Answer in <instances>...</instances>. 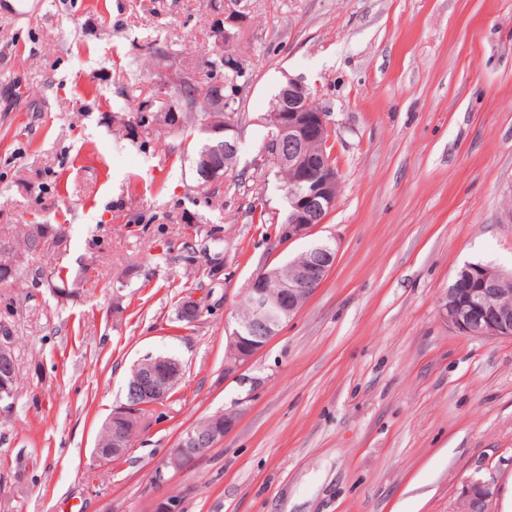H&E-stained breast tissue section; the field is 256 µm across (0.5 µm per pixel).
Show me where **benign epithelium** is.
I'll return each instance as SVG.
<instances>
[{"mask_svg":"<svg viewBox=\"0 0 512 512\" xmlns=\"http://www.w3.org/2000/svg\"><path fill=\"white\" fill-rule=\"evenodd\" d=\"M224 25L211 32L214 38V55L224 52V43H234L245 25V16L224 8ZM184 87L198 85L210 93L213 111L217 103L229 104L240 98L249 84L248 77L236 84L228 95H221V81L217 73L205 81L199 75L181 68L168 70L164 80L158 82L159 97L171 112H179L191 105L189 97L175 84ZM267 125L276 131V156L278 163L294 172V187L288 191L289 218L280 226L279 239L293 241L310 235L313 229L325 223L336 205L340 179L321 172L330 163L323 153L307 149L310 140L325 131H332L334 123L330 113L313 105L309 87L299 78L290 77L274 98V105L267 115ZM241 129L234 119L224 122V150L227 155L239 151ZM200 180L205 185L215 186L224 182V169L212 165L204 157L199 162ZM482 273V287L465 291L450 290L440 302V317L456 332L470 337L485 339L512 338V288H489V280L512 282V273L498 268L476 265ZM329 272V268L314 273L307 266L296 270L291 280L281 277L280 268L272 267L258 273L248 288L246 298L252 305L253 324H236L229 333L227 342V368L239 370L249 364L275 336L283 323L296 315L301 307L297 300L302 290L313 293ZM182 315L195 323L202 310L197 299L189 295L180 306ZM13 336L0 327V393L13 394L14 372ZM182 375L179 361L151 356L141 361L139 372L127 383L126 404L112 414V447L97 448L95 453L101 460L121 457L130 447L128 425L138 417V410L157 405L167 399L178 385ZM239 412L229 408L207 418L203 431L195 427L180 438L176 448L165 462V466L180 470L197 457L216 447L236 426ZM497 496L494 481L471 479L464 482L460 492V512H493Z\"/></svg>","mask_w":512,"mask_h":512,"instance_id":"1","label":"benign epithelium"}]
</instances>
